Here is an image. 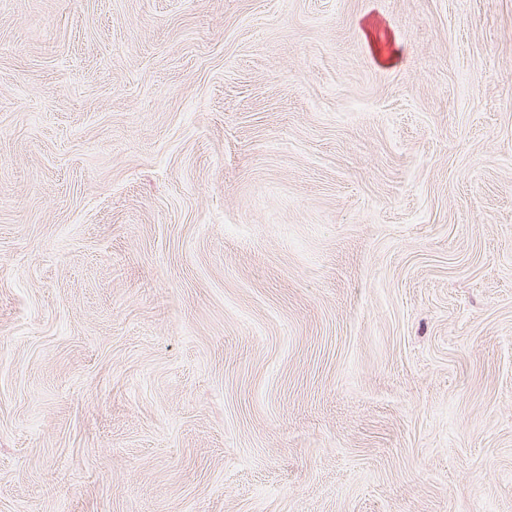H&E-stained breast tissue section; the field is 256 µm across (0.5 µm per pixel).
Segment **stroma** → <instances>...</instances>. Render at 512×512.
Masks as SVG:
<instances>
[{"instance_id": "stroma-1", "label": "stroma", "mask_w": 512, "mask_h": 512, "mask_svg": "<svg viewBox=\"0 0 512 512\" xmlns=\"http://www.w3.org/2000/svg\"><path fill=\"white\" fill-rule=\"evenodd\" d=\"M0 512H512V0H0ZM362 28L370 45L382 63L387 65L395 64L399 60V52L393 48L391 41L387 38L386 44L382 43L381 32L383 26L378 19L374 17L365 19L362 23Z\"/></svg>"}]
</instances>
